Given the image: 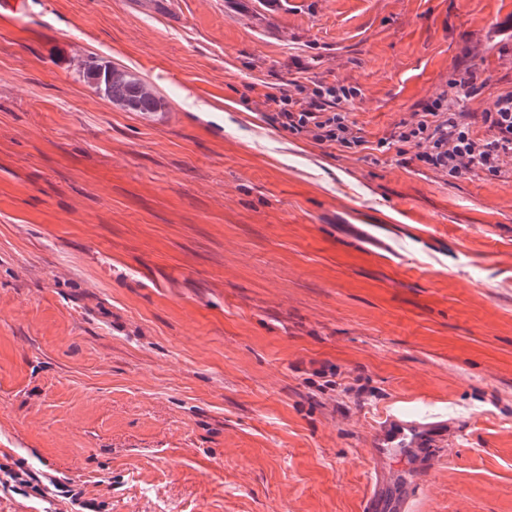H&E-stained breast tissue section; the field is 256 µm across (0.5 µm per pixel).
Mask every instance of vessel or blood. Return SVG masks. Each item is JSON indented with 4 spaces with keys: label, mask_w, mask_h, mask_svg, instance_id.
<instances>
[{
    "label": "vessel or blood",
    "mask_w": 512,
    "mask_h": 512,
    "mask_svg": "<svg viewBox=\"0 0 512 512\" xmlns=\"http://www.w3.org/2000/svg\"><path fill=\"white\" fill-rule=\"evenodd\" d=\"M451 426L447 419L409 416L405 413L382 417L373 433L370 455L374 478L363 501V512H409V493L386 489L383 466L395 461L415 468L431 464V447L443 440Z\"/></svg>",
    "instance_id": "b4317fda"
}]
</instances>
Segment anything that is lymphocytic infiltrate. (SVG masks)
I'll use <instances>...</instances> for the list:
<instances>
[{"label": "lymphocytic infiltrate", "instance_id": "1", "mask_svg": "<svg viewBox=\"0 0 512 512\" xmlns=\"http://www.w3.org/2000/svg\"><path fill=\"white\" fill-rule=\"evenodd\" d=\"M478 69L458 67L447 90L421 103L411 120L402 121L394 140L415 145L418 161L426 167L458 176L475 170L487 176L512 179V89L500 93L492 109L469 112L462 99L477 91ZM357 96L353 89L321 79L292 80L288 88L268 95L272 120L294 134L353 149L363 143L359 128L349 120ZM485 127L486 137L473 133Z\"/></svg>", "mask_w": 512, "mask_h": 512}]
</instances>
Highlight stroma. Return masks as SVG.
Here are the masks:
<instances>
[{
    "label": "stroma",
    "mask_w": 512,
    "mask_h": 512,
    "mask_svg": "<svg viewBox=\"0 0 512 512\" xmlns=\"http://www.w3.org/2000/svg\"><path fill=\"white\" fill-rule=\"evenodd\" d=\"M512 0H24L0 10V512H362L380 416L456 431L411 512H512V181L393 141ZM167 116L97 95L88 57ZM357 89L362 146L266 94ZM81 65L83 77L94 86L97 94L101 97L130 112L138 113L145 120H161L166 116L167 112H158L163 107L162 100L155 97L136 77L132 76L131 78V90L134 94L127 98L121 96L116 99L112 94L114 67L95 57L88 58Z\"/></svg>",
    "instance_id": "stroma-1"
}]
</instances>
